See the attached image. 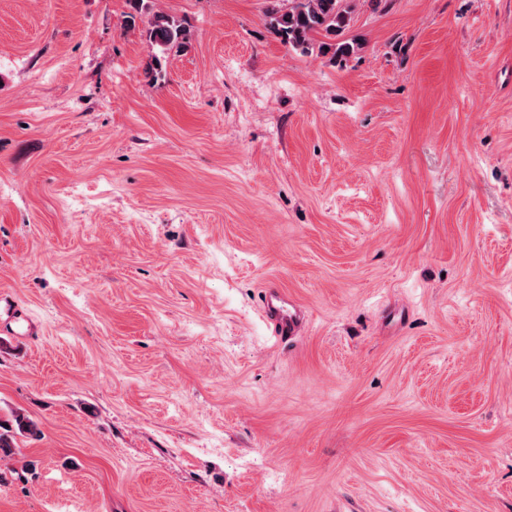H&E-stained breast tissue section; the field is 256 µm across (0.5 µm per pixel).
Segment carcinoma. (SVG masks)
I'll return each instance as SVG.
<instances>
[{"label": "carcinoma", "mask_w": 512, "mask_h": 512, "mask_svg": "<svg viewBox=\"0 0 512 512\" xmlns=\"http://www.w3.org/2000/svg\"><path fill=\"white\" fill-rule=\"evenodd\" d=\"M290 6L282 9L271 6L265 13V23L281 41L294 50L308 53L313 49L314 36L334 39L350 24L353 9L347 0H288ZM129 12L126 22L133 25L136 18L148 13L151 18L144 34L151 46L157 48L152 55L146 74L157 78L166 65V55L172 48H182L189 39L186 27L176 18L154 12L151 0H126ZM40 434L38 424L19 410L6 419L0 418V459L8 458L18 448L17 437Z\"/></svg>", "instance_id": "obj_1"}]
</instances>
